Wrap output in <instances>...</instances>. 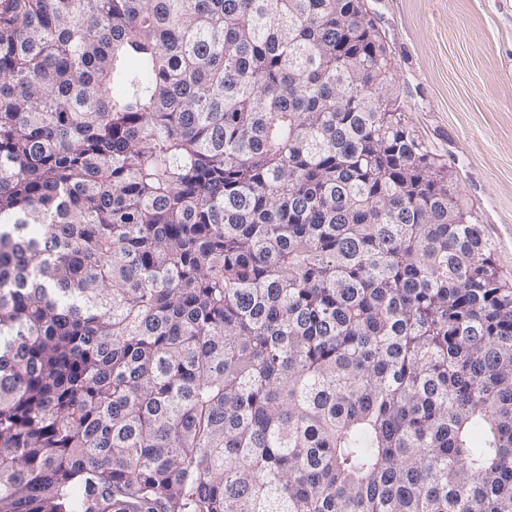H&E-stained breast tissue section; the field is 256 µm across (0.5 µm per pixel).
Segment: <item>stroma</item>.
<instances>
[{"label": "stroma", "mask_w": 512, "mask_h": 512, "mask_svg": "<svg viewBox=\"0 0 512 512\" xmlns=\"http://www.w3.org/2000/svg\"><path fill=\"white\" fill-rule=\"evenodd\" d=\"M401 105L512 277V0H367Z\"/></svg>", "instance_id": "35a3bbf8"}]
</instances>
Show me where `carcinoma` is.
<instances>
[{"mask_svg":"<svg viewBox=\"0 0 512 512\" xmlns=\"http://www.w3.org/2000/svg\"><path fill=\"white\" fill-rule=\"evenodd\" d=\"M366 0H0V512H512V281Z\"/></svg>","mask_w":512,"mask_h":512,"instance_id":"obj_1","label":"carcinoma"}]
</instances>
